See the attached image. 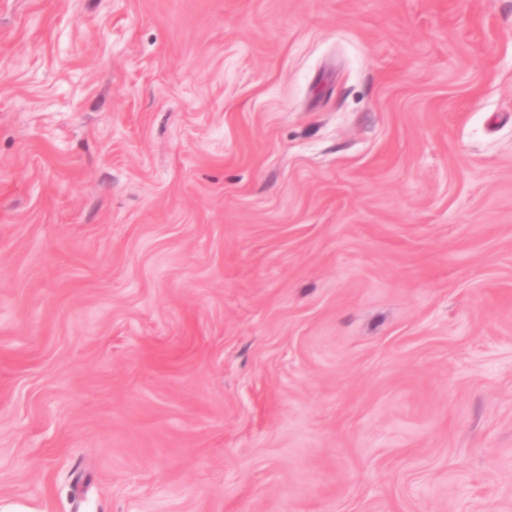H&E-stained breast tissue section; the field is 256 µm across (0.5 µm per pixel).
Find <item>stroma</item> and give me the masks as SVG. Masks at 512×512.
<instances>
[{"label":"stroma","instance_id":"stroma-1","mask_svg":"<svg viewBox=\"0 0 512 512\" xmlns=\"http://www.w3.org/2000/svg\"><path fill=\"white\" fill-rule=\"evenodd\" d=\"M512 512V0H0V512Z\"/></svg>","mask_w":512,"mask_h":512}]
</instances>
